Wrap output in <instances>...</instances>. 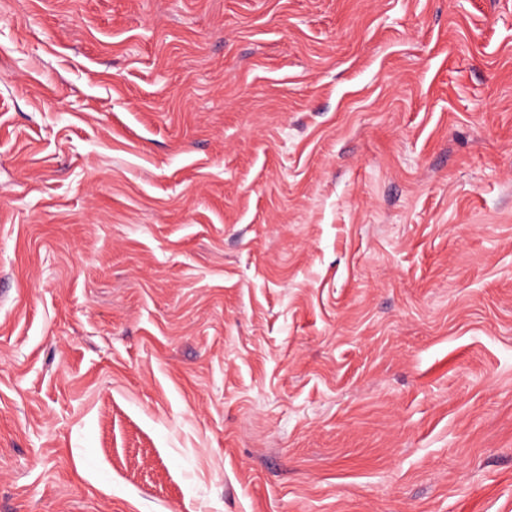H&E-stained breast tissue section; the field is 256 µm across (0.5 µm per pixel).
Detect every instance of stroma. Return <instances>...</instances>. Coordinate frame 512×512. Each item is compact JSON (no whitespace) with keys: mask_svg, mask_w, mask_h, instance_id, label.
<instances>
[{"mask_svg":"<svg viewBox=\"0 0 512 512\" xmlns=\"http://www.w3.org/2000/svg\"><path fill=\"white\" fill-rule=\"evenodd\" d=\"M0 512H512V0H0Z\"/></svg>","mask_w":512,"mask_h":512,"instance_id":"stroma-1","label":"stroma"}]
</instances>
